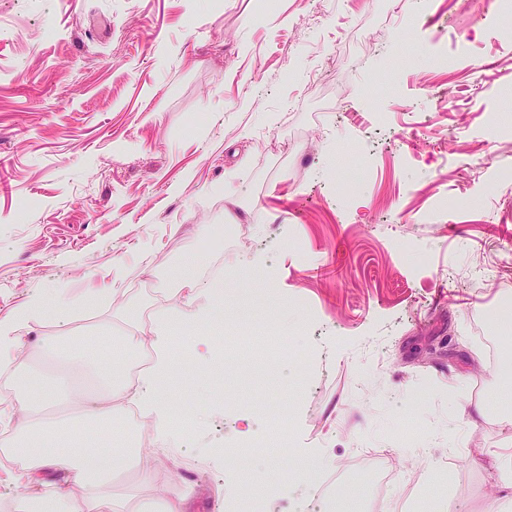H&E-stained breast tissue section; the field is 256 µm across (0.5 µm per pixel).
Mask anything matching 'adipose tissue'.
Here are the masks:
<instances>
[{
  "instance_id": "obj_1",
  "label": "adipose tissue",
  "mask_w": 512,
  "mask_h": 512,
  "mask_svg": "<svg viewBox=\"0 0 512 512\" xmlns=\"http://www.w3.org/2000/svg\"><path fill=\"white\" fill-rule=\"evenodd\" d=\"M180 281L189 289L182 305L159 312L149 335L134 330L110 337L117 356L90 351L83 336H46L40 340L42 358H51L58 350L68 352L83 359L103 384L102 392L94 398L78 395L69 414L59 418L35 414L29 407L34 399L47 401L70 388L72 382L67 373L44 381L43 391L36 398L28 391L26 370L15 364V352L22 342L20 332L41 320L45 314L43 303L35 302L0 319V367L13 368L15 401L24 412L12 432L0 438V446L19 455L20 482L59 472L70 476L65 487L43 494L37 506H30L26 497H19L18 512H186L193 487L159 492L156 460L142 458L134 438L112 430L127 403L133 402L142 417L152 422L162 446L174 444L172 409L161 400L154 385L170 370L174 330L205 325L214 294L212 287L200 286L190 275L181 276ZM146 348L154 354L153 363L137 381H130L124 365L129 357ZM104 434L117 452L116 459H101L92 452ZM116 461L130 471L129 480H122L113 469Z\"/></svg>"
}]
</instances>
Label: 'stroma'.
I'll list each match as a JSON object with an SVG mask.
<instances>
[{
    "label": "stroma",
    "mask_w": 512,
    "mask_h": 512,
    "mask_svg": "<svg viewBox=\"0 0 512 512\" xmlns=\"http://www.w3.org/2000/svg\"><path fill=\"white\" fill-rule=\"evenodd\" d=\"M498 0H0V318L111 286L26 334L150 325L203 244L222 275L209 350L159 395L193 417L189 512L352 467L358 512H481L511 444L512 380L481 339L512 295V19ZM344 112H337V98ZM235 171V191L224 176ZM469 198V209L457 206ZM261 377L220 360L247 336ZM482 402L466 419L457 408ZM281 407L292 446L273 445ZM248 449L251 469L231 461ZM406 467L376 496L374 475Z\"/></svg>",
    "instance_id": "1"
}]
</instances>
